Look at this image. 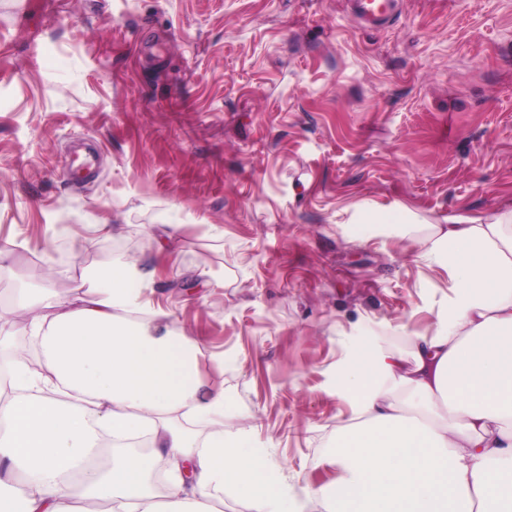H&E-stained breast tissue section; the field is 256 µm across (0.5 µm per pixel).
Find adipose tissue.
I'll list each match as a JSON object with an SVG mask.
<instances>
[{"label": "adipose tissue", "instance_id": "adipose-tissue-1", "mask_svg": "<svg viewBox=\"0 0 512 512\" xmlns=\"http://www.w3.org/2000/svg\"><path fill=\"white\" fill-rule=\"evenodd\" d=\"M421 258L446 266L453 295L437 327L417 337L411 363L358 350L337 383L353 415L336 430L335 486L313 494L327 512H512V210L490 219L455 214L433 225ZM78 307L33 316L40 370L15 360L0 385V471L18 475L22 512H211L217 497L251 512H305L281 470L256 456L247 433L225 436L232 407L204 389L199 342L166 329L168 313L140 318L149 280L130 261L97 275ZM402 386L408 401L388 396ZM211 426L203 440L193 424ZM145 435L151 453L115 452L92 465L103 435ZM166 459L167 503L147 473ZM192 469L184 483L182 465Z\"/></svg>", "mask_w": 512, "mask_h": 512}]
</instances>
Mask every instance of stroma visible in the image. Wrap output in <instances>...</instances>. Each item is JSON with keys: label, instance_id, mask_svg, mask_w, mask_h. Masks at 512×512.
I'll list each match as a JSON object with an SVG mask.
<instances>
[{"label": "stroma", "instance_id": "stroma-1", "mask_svg": "<svg viewBox=\"0 0 512 512\" xmlns=\"http://www.w3.org/2000/svg\"><path fill=\"white\" fill-rule=\"evenodd\" d=\"M76 140L102 151L79 184ZM511 208L512 0H398L375 29L348 0H0V330L25 346L19 294L137 262L232 400L225 432L289 484L339 475L354 352L433 330L431 225Z\"/></svg>", "mask_w": 512, "mask_h": 512}]
</instances>
